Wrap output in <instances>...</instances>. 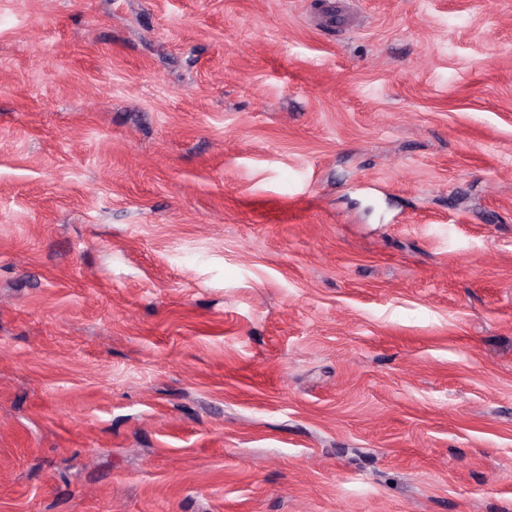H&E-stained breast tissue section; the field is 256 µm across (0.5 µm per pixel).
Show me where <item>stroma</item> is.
Returning a JSON list of instances; mask_svg holds the SVG:
<instances>
[{
    "label": "stroma",
    "instance_id": "1",
    "mask_svg": "<svg viewBox=\"0 0 512 512\" xmlns=\"http://www.w3.org/2000/svg\"><path fill=\"white\" fill-rule=\"evenodd\" d=\"M0 512H512V0H0Z\"/></svg>",
    "mask_w": 512,
    "mask_h": 512
}]
</instances>
